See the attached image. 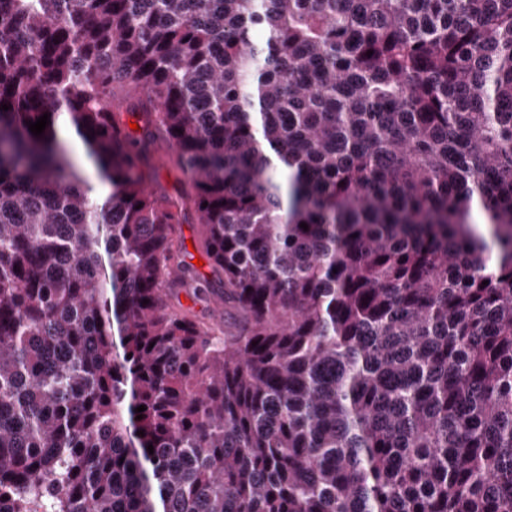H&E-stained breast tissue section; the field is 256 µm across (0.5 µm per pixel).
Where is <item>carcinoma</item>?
<instances>
[{
	"label": "carcinoma",
	"mask_w": 512,
	"mask_h": 512,
	"mask_svg": "<svg viewBox=\"0 0 512 512\" xmlns=\"http://www.w3.org/2000/svg\"><path fill=\"white\" fill-rule=\"evenodd\" d=\"M4 104L0 512H512V0H0ZM60 139L64 142L77 170L93 187L92 194L99 197H105L111 191V187L109 185L106 189L99 187L100 181L97 178L94 164L85 155L81 141L74 134H68L66 132L60 134ZM172 153L168 144L159 143L155 146L151 152L150 166L146 168L145 183L157 194L178 200L187 188L188 177L170 159ZM179 242L181 245L180 258L188 264L193 265L198 271L205 275L211 281H217V275L212 272L209 262L204 253L202 238L199 231V224H195L192 219L190 223L179 224L178 227ZM191 239L193 249L187 245V240ZM199 256L204 261V266L198 267L193 260ZM172 303L178 308L191 312L199 320L207 323L224 321V306L217 308L213 305L194 302L184 291L178 296H172Z\"/></svg>",
	"instance_id": "cac0c4a2"
}]
</instances>
